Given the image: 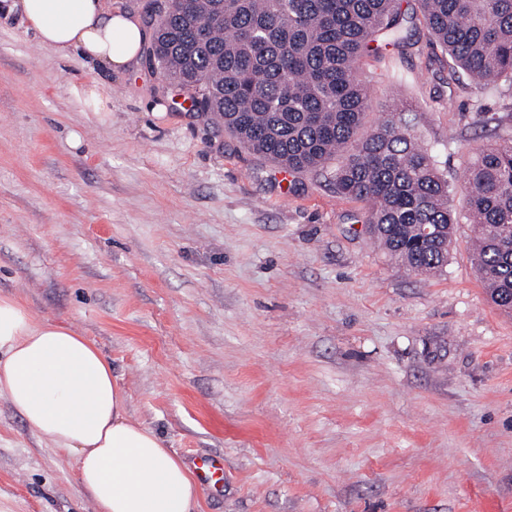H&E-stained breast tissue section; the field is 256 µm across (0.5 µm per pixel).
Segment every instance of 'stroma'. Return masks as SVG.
I'll return each mask as SVG.
<instances>
[{
  "mask_svg": "<svg viewBox=\"0 0 512 512\" xmlns=\"http://www.w3.org/2000/svg\"><path fill=\"white\" fill-rule=\"evenodd\" d=\"M362 63L454 187L512 137L427 31ZM99 80L106 112L71 89ZM140 53L111 72L0 12V295L86 336L129 415L182 459L224 458L195 512H512V314L460 224L444 274L391 263L361 205L285 173L179 102ZM0 512H95L75 460L0 397Z\"/></svg>",
  "mask_w": 512,
  "mask_h": 512,
  "instance_id": "obj_1",
  "label": "stroma"
}]
</instances>
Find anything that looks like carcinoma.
Segmentation results:
<instances>
[{"mask_svg":"<svg viewBox=\"0 0 512 512\" xmlns=\"http://www.w3.org/2000/svg\"><path fill=\"white\" fill-rule=\"evenodd\" d=\"M150 64L204 117L293 173L325 171L388 259L442 274L456 224L472 225L490 300L512 313V138L478 149L464 171L465 211L395 105L363 133V58L400 54L423 24L448 69L484 92L512 87V0H149Z\"/></svg>","mask_w":512,"mask_h":512,"instance_id":"obj_1","label":"carcinoma"}]
</instances>
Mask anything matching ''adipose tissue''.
<instances>
[{"instance_id": "ef3b65f1", "label": "adipose tissue", "mask_w": 512, "mask_h": 512, "mask_svg": "<svg viewBox=\"0 0 512 512\" xmlns=\"http://www.w3.org/2000/svg\"><path fill=\"white\" fill-rule=\"evenodd\" d=\"M38 43L110 71L135 61L145 39L136 17L107 0H11ZM0 396L27 428L73 455L96 512H192L197 493L184 462L132 420L112 366L72 327L35 319L0 295Z\"/></svg>"}]
</instances>
